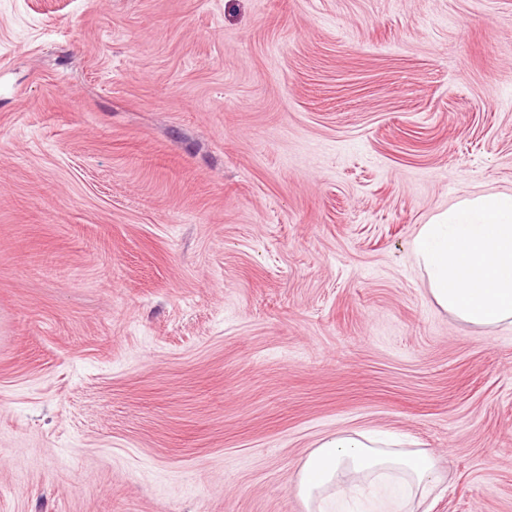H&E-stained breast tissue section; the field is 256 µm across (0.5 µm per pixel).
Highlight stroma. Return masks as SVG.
I'll return each instance as SVG.
<instances>
[{
    "mask_svg": "<svg viewBox=\"0 0 512 512\" xmlns=\"http://www.w3.org/2000/svg\"><path fill=\"white\" fill-rule=\"evenodd\" d=\"M512 191V0H0V512H307L336 431L512 512V328L410 242Z\"/></svg>",
    "mask_w": 512,
    "mask_h": 512,
    "instance_id": "1",
    "label": "stroma"
}]
</instances>
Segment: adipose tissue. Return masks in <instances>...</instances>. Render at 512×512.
<instances>
[{"mask_svg": "<svg viewBox=\"0 0 512 512\" xmlns=\"http://www.w3.org/2000/svg\"><path fill=\"white\" fill-rule=\"evenodd\" d=\"M412 250L434 303L470 325H512V193L466 196L421 226ZM443 481L436 457L399 434L341 431L311 449L294 480L308 512H336L363 485L373 512H419Z\"/></svg>", "mask_w": 512, "mask_h": 512, "instance_id": "ef3b65f1", "label": "adipose tissue"}]
</instances>
